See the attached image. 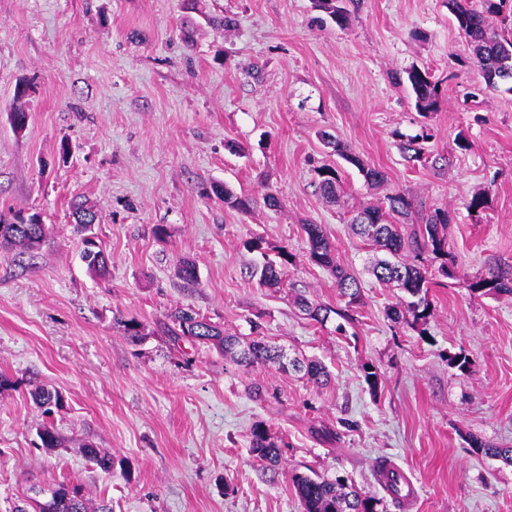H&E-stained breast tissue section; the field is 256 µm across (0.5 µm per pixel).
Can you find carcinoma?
<instances>
[{
    "mask_svg": "<svg viewBox=\"0 0 512 512\" xmlns=\"http://www.w3.org/2000/svg\"><path fill=\"white\" fill-rule=\"evenodd\" d=\"M315 7L325 13L337 26L349 24V16L338 0H315ZM448 9L458 30L470 44L478 60L485 87L498 91L501 84L512 81V34L499 31L497 18L504 12L512 14V0H448ZM408 84L418 114L427 119L438 111L439 83L426 69L411 67L405 71ZM432 137L429 125L421 126L420 132L406 137L402 141L403 152L412 161H422L423 143ZM327 144L343 160L357 167L365 181L372 186L384 183V173L363 163V160L352 153L339 141L332 139ZM318 188L323 197L336 198L340 181L339 170L332 165H322L315 169ZM215 193L224 197V203L247 211L250 200L238 197L223 186L214 187ZM21 211L0 212V246L16 245L31 251L40 246L44 236V227H38L36 235H31L24 226L13 227V222ZM356 234L367 238L380 250L396 257V260L381 259L373 266L375 278L385 284L400 289L412 297L406 305L392 306L387 316L395 323L408 326L424 324L430 316L431 304L428 300V271L425 268L426 256L432 254L441 259L438 272L452 277L454 256L448 250V213L435 210L423 214L416 210L411 197L402 191L387 193L381 205L366 208L355 214L351 220ZM309 244L310 259L333 273L336 286L341 296L348 298L347 305L359 301L361 287L357 279L337 264L334 249L322 227L318 224H305ZM265 241L260 237H252L244 242V246L263 257L260 268L259 282L268 288H275L282 283L288 265L292 264L293 255L284 247L280 248L275 257L271 258L265 251ZM81 261L87 268L104 276L108 272V257L99 246L95 250L81 247ZM177 274L187 285L197 283L196 266L189 260H181ZM472 290L483 295L512 294V267L497 268L472 283ZM168 319L167 331L177 341H187L193 345H209L224 352H231L239 345L233 336L224 335L217 325L197 313L185 310L172 312ZM282 351L268 344L262 338H254L246 343L238 352L237 362L245 367L254 365H281ZM34 404L46 417L52 416L55 409L63 406L62 396L57 391L37 386L31 391ZM40 439L47 448H58L61 439L50 422L43 424ZM472 447L477 451L497 457L512 464V447L492 448L474 441ZM250 451L261 459L275 466L279 462L280 448L272 441L267 428L256 424L250 433ZM85 457L92 461L105 473L112 472L114 459L112 455L89 444L84 448ZM292 484L299 497L304 512H376L378 500L347 484L341 476L328 478L316 473H294ZM35 512H87V504L81 490L62 483L48 491V496L36 502Z\"/></svg>",
    "mask_w": 512,
    "mask_h": 512,
    "instance_id": "1",
    "label": "carcinoma"
}]
</instances>
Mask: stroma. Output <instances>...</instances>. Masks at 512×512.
Wrapping results in <instances>:
<instances>
[{
	"label": "stroma",
	"mask_w": 512,
	"mask_h": 512,
	"mask_svg": "<svg viewBox=\"0 0 512 512\" xmlns=\"http://www.w3.org/2000/svg\"><path fill=\"white\" fill-rule=\"evenodd\" d=\"M342 4L344 29L312 0H0V211L39 213L47 227L38 249H0V374L12 382L0 390V512L60 483L79 486L89 512L102 499L113 512H303L296 470L346 477L377 512H512V464L471 447L512 446V295L471 289L512 266V93L486 89L448 0ZM227 14L228 31L217 24ZM413 66L441 91L422 163L399 150L422 123L405 82ZM324 131L384 185L369 186ZM323 164L340 172L334 203L317 186ZM216 184L249 210L227 206ZM394 190L451 217L455 276L431 288L420 332L388 319L404 294L376 281V254L350 227L354 210ZM76 199L98 213L106 277L80 259ZM307 223L358 277L356 308L310 260ZM258 236L293 255L280 287L254 273L263 259L243 243ZM182 259L196 287L178 277ZM300 296L333 315L310 319ZM179 307L241 340L264 337L287 366L174 343L164 325ZM128 319L144 340L125 336ZM457 352L467 373L448 364ZM311 359L329 381L291 366ZM36 383L64 397L63 447L37 435ZM258 423L281 447L276 467L250 450ZM87 443L112 454V472L85 458ZM382 460L416 483L409 510L380 486Z\"/></svg>",
	"instance_id": "35a3bbf8"
}]
</instances>
